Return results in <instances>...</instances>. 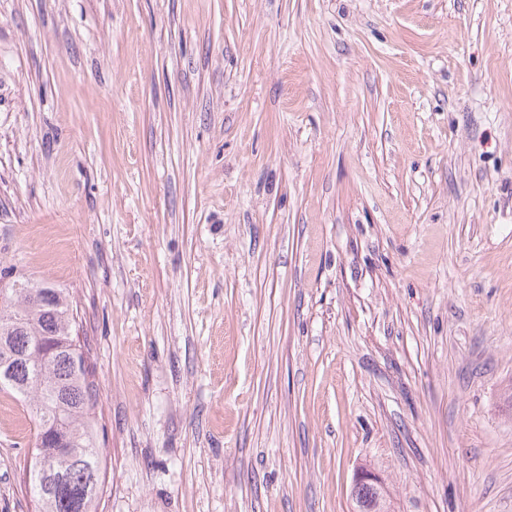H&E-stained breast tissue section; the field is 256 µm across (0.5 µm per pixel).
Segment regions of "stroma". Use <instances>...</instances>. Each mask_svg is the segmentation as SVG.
Here are the masks:
<instances>
[{"label":"stroma","instance_id":"35a3bbf8","mask_svg":"<svg viewBox=\"0 0 512 512\" xmlns=\"http://www.w3.org/2000/svg\"><path fill=\"white\" fill-rule=\"evenodd\" d=\"M1 267L77 310L99 512H512V0H0Z\"/></svg>","mask_w":512,"mask_h":512}]
</instances>
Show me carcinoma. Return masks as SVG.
Segmentation results:
<instances>
[{
	"instance_id": "1",
	"label": "carcinoma",
	"mask_w": 512,
	"mask_h": 512,
	"mask_svg": "<svg viewBox=\"0 0 512 512\" xmlns=\"http://www.w3.org/2000/svg\"><path fill=\"white\" fill-rule=\"evenodd\" d=\"M10 318L20 326L15 347L30 355H37L38 344L54 336L73 339L72 301L60 288L22 283L7 289L0 297V328ZM15 375L19 384L0 386V392L33 405L36 434L64 426L73 443L65 453H57L49 445L33 448L29 474L38 512H97L102 480L92 416L96 388L84 353L61 346L48 363L18 366ZM45 455L54 456L46 472L40 469Z\"/></svg>"
}]
</instances>
